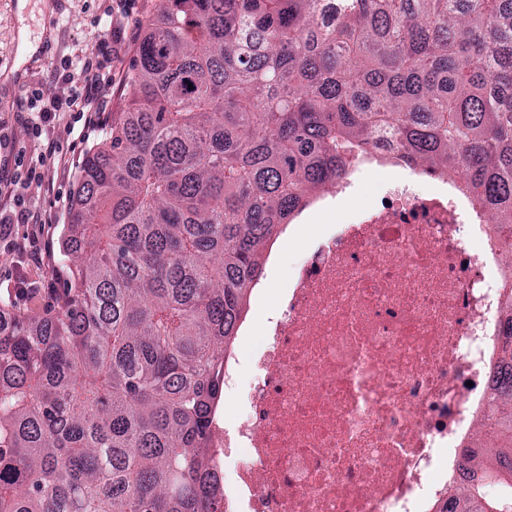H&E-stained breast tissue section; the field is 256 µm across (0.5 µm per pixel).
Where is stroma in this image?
Returning <instances> with one entry per match:
<instances>
[{
  "mask_svg": "<svg viewBox=\"0 0 512 512\" xmlns=\"http://www.w3.org/2000/svg\"><path fill=\"white\" fill-rule=\"evenodd\" d=\"M18 2L0 0V132L22 137L15 121L21 100L35 88L51 95H65L67 87L55 75L61 59L92 48L99 31L112 25L119 27L120 40L112 46L114 84L109 115L127 116L126 76L146 24L160 10L162 0H125L122 12L111 20H101L97 26L92 20L98 18L100 0H28L22 11L17 8ZM25 194L40 209L57 216L58 221L35 234L34 247L40 253L41 264H22L6 243H0V310L37 319L47 311L58 310L61 304L68 269L61 261L60 247L62 221L68 211L46 186L29 184ZM22 273L36 283V295L13 293L14 281Z\"/></svg>",
  "mask_w": 512,
  "mask_h": 512,
  "instance_id": "obj_1",
  "label": "stroma"
}]
</instances>
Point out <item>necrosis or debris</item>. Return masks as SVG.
Returning a JSON list of instances; mask_svg holds the SVG:
<instances>
[{
	"mask_svg": "<svg viewBox=\"0 0 512 512\" xmlns=\"http://www.w3.org/2000/svg\"><path fill=\"white\" fill-rule=\"evenodd\" d=\"M511 271L472 197L415 167L309 237L224 370L219 512H431L486 413Z\"/></svg>",
	"mask_w": 512,
	"mask_h": 512,
	"instance_id": "4bbe7bcc",
	"label": "necrosis or debris"
}]
</instances>
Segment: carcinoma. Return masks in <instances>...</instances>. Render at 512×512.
Instances as JSON below:
<instances>
[{
	"mask_svg": "<svg viewBox=\"0 0 512 512\" xmlns=\"http://www.w3.org/2000/svg\"><path fill=\"white\" fill-rule=\"evenodd\" d=\"M193 88H188V85ZM88 152L63 304L0 326V512H215L224 363L282 226L381 154L512 256V0H164ZM490 415L434 512H512V284Z\"/></svg>",
	"mask_w": 512,
	"mask_h": 512,
	"instance_id": "cac0c4a2",
	"label": "carcinoma"
}]
</instances>
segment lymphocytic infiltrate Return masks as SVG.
I'll list each match as a JSON object with an SVG mask.
<instances>
[{"label":"lymphocytic infiltrate","mask_w":512,"mask_h":512,"mask_svg":"<svg viewBox=\"0 0 512 512\" xmlns=\"http://www.w3.org/2000/svg\"><path fill=\"white\" fill-rule=\"evenodd\" d=\"M111 60V41L100 40L94 51L61 61L58 77L67 86L66 96H47L38 89L28 95L26 105L29 113L24 119L25 134L34 140L44 139L45 144L28 165L26 181L42 183L50 175L62 176L70 170L55 136L57 115L74 113L82 119L83 127L87 130L104 124V114L112 98ZM16 185V179L0 177V240L11 241L13 249L22 252L26 246L14 240L15 225L48 224L52 218L17 193Z\"/></svg>","instance_id":"1"}]
</instances>
